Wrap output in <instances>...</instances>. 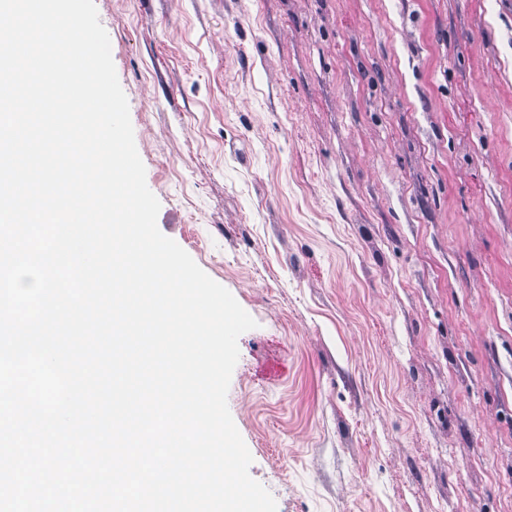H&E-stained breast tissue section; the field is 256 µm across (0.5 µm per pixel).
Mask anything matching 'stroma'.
Listing matches in <instances>:
<instances>
[{"instance_id": "obj_1", "label": "stroma", "mask_w": 512, "mask_h": 512, "mask_svg": "<svg viewBox=\"0 0 512 512\" xmlns=\"http://www.w3.org/2000/svg\"><path fill=\"white\" fill-rule=\"evenodd\" d=\"M95 5L277 512H512V0Z\"/></svg>"}]
</instances>
